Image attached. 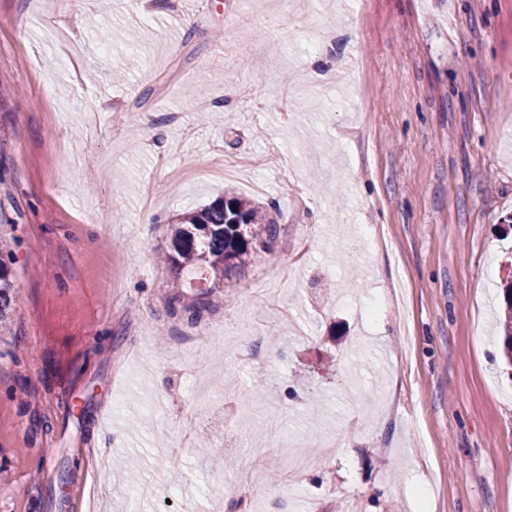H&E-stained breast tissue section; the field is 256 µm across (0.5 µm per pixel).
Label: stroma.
Segmentation results:
<instances>
[{
  "instance_id": "stroma-1",
  "label": "stroma",
  "mask_w": 512,
  "mask_h": 512,
  "mask_svg": "<svg viewBox=\"0 0 512 512\" xmlns=\"http://www.w3.org/2000/svg\"><path fill=\"white\" fill-rule=\"evenodd\" d=\"M0 84V512H512V0H0ZM228 188L280 236L191 284ZM12 247L7 240L0 239V324L7 318L11 306V292L14 288L11 266ZM503 307L499 320V328L502 336V356L512 365V280L502 288Z\"/></svg>"
}]
</instances>
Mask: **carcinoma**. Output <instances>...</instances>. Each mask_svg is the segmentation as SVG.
<instances>
[{"label":"carcinoma","mask_w":512,"mask_h":512,"mask_svg":"<svg viewBox=\"0 0 512 512\" xmlns=\"http://www.w3.org/2000/svg\"><path fill=\"white\" fill-rule=\"evenodd\" d=\"M279 224L245 198L228 190L208 205L179 218L170 229L171 247L164 258L176 270L200 275L211 288L244 269L258 253L278 238ZM10 242L0 241V322L7 318L14 288ZM499 320L502 356L512 365V280L502 288Z\"/></svg>","instance_id":"1"}]
</instances>
